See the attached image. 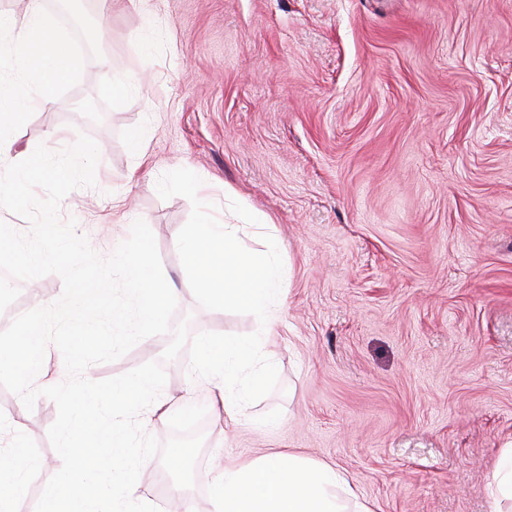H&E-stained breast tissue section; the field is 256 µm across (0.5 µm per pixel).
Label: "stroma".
Wrapping results in <instances>:
<instances>
[{"mask_svg": "<svg viewBox=\"0 0 512 512\" xmlns=\"http://www.w3.org/2000/svg\"><path fill=\"white\" fill-rule=\"evenodd\" d=\"M98 29L100 57L17 141H96V182L61 220L104 258L144 220L193 335L259 325L196 301L175 245L191 203L158 196L164 173L197 174L218 220L238 223L233 200L270 223L286 270L262 337L278 386L246 419L190 390L188 359L163 362L170 405L207 409L187 512H214L224 461L273 450L333 466L370 512H490L512 448V0H149ZM56 417L0 387V449L18 434L37 461L19 512L61 467Z\"/></svg>", "mask_w": 512, "mask_h": 512, "instance_id": "1", "label": "stroma"}]
</instances>
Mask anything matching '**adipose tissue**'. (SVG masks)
Instances as JSON below:
<instances>
[{
	"mask_svg": "<svg viewBox=\"0 0 512 512\" xmlns=\"http://www.w3.org/2000/svg\"><path fill=\"white\" fill-rule=\"evenodd\" d=\"M200 356L208 368L210 394L220 397L225 420L235 421L263 380L252 341L237 336L206 339ZM34 465L33 459L19 455L0 464V512H14ZM211 487L217 512H346L344 502L354 495L333 467L280 451L225 462Z\"/></svg>",
	"mask_w": 512,
	"mask_h": 512,
	"instance_id": "obj_1",
	"label": "adipose tissue"
}]
</instances>
